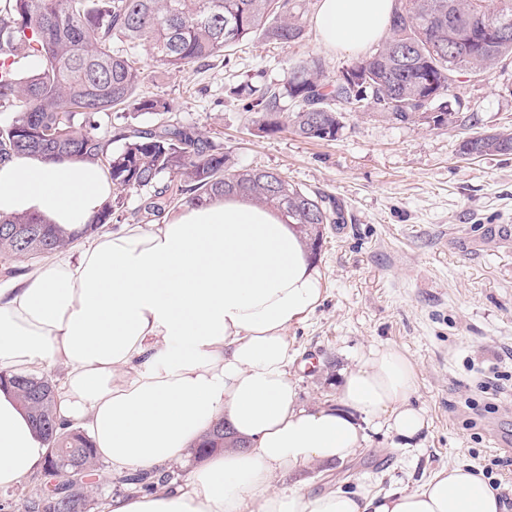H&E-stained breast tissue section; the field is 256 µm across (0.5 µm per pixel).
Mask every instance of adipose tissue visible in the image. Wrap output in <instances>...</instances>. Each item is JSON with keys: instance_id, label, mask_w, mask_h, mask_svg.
<instances>
[{"instance_id": "adipose-tissue-1", "label": "adipose tissue", "mask_w": 512, "mask_h": 512, "mask_svg": "<svg viewBox=\"0 0 512 512\" xmlns=\"http://www.w3.org/2000/svg\"><path fill=\"white\" fill-rule=\"evenodd\" d=\"M396 0H319V44L362 54L387 32ZM113 192L91 162L16 156L0 162V215L34 213L80 235L76 253L0 285V372L66 375L60 421L86 429L116 473L181 459L216 422L247 448L217 451L174 489L112 497L106 512H505L470 466L451 464L412 490L302 486L276 476L356 457L368 427L408 448L428 426L417 377L399 350L361 354L335 404L309 409L289 377V328L322 293L298 225L249 199L184 203L161 223L84 235ZM46 444L11 388H0V488L40 472Z\"/></svg>"}]
</instances>
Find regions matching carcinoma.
I'll return each mask as SVG.
<instances>
[{"mask_svg":"<svg viewBox=\"0 0 512 512\" xmlns=\"http://www.w3.org/2000/svg\"><path fill=\"white\" fill-rule=\"evenodd\" d=\"M406 14L395 10L390 36L355 63L358 79L343 73L329 76L321 59L294 62L281 81L246 84L235 91L251 99L248 110L257 131L273 135L286 129L304 139L333 141L343 128L344 112L375 111L400 123L442 126L456 112L449 100L457 75L480 76L502 58L512 56V38L485 41L466 54L454 53L460 28L476 38L484 29H512V0L488 16L486 0H409ZM305 0H5L0 7V107L20 104L11 123L0 129V160L41 155L51 160L97 162L105 167L115 190L145 189L144 211L161 213L171 204L240 196L272 208L300 225L318 250L320 225L336 224L326 198L291 185L279 173L237 169L224 148L195 127L162 121L152 128L132 124L115 128L113 139L96 133L95 117L122 108L124 119L142 113L164 115L168 99L139 93L144 72L137 58L112 49L118 40L131 48L148 47L158 64L179 69L217 57L254 33L269 43L301 39ZM33 58L37 68L23 75L15 64ZM294 109L285 111V103ZM121 150H110L112 141ZM465 155H511L512 132L467 137ZM164 174L184 179L177 192L157 184ZM112 222L106 202L88 225L97 232ZM77 241L35 214L0 217V252L44 258ZM11 385L47 446L59 451L46 459L43 473L80 468L78 488L71 494L48 487L27 500V512H43L42 502L57 501L54 512H91V483L97 463L92 441L84 432L61 428L55 419V383L47 375L0 374ZM218 422L192 449L204 460L239 441L226 437ZM171 479L164 470L134 472L120 481L136 490H155Z\"/></svg>","mask_w":512,"mask_h":512,"instance_id":"carcinoma-1","label":"carcinoma"}]
</instances>
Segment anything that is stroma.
<instances>
[{
  "instance_id": "obj_1",
  "label": "stroma",
  "mask_w": 512,
  "mask_h": 512,
  "mask_svg": "<svg viewBox=\"0 0 512 512\" xmlns=\"http://www.w3.org/2000/svg\"><path fill=\"white\" fill-rule=\"evenodd\" d=\"M317 5L307 0L303 36L290 45L253 36L229 58L181 71L135 51L144 90L171 101L169 119L207 132L236 168L278 172L344 211V223L321 227V300L288 330L299 403L335 402L344 374L372 347L398 348L417 371L412 401L428 428L416 447L394 448L371 429L348 465L325 474L313 464L274 486L412 489L459 463L480 470L512 512V155L459 152L467 135L512 131V59L478 78L458 76L452 124L352 112L333 141L257 134L233 87L261 72L284 79L300 57L320 58L332 76L356 61L318 43Z\"/></svg>"
}]
</instances>
